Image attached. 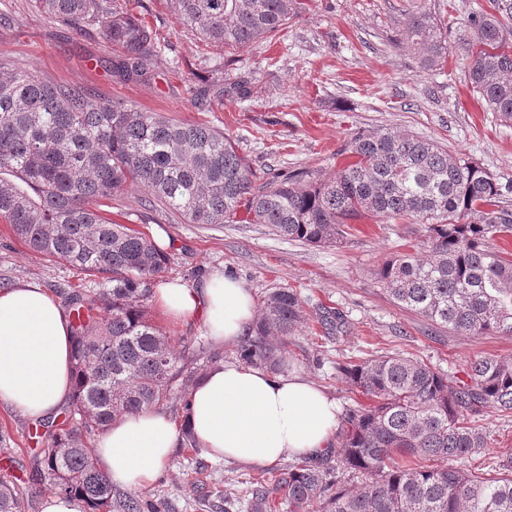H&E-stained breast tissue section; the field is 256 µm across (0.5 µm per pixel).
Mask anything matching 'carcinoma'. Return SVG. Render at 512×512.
<instances>
[{
	"label": "carcinoma",
	"mask_w": 512,
	"mask_h": 512,
	"mask_svg": "<svg viewBox=\"0 0 512 512\" xmlns=\"http://www.w3.org/2000/svg\"><path fill=\"white\" fill-rule=\"evenodd\" d=\"M183 22L228 49L272 37L298 17L300 0H174ZM76 32L98 26L118 48L112 72L147 78L155 34L117 0H35ZM468 18L473 91L512 120V45L498 15L512 0ZM406 48L434 67L448 54L442 28L415 13ZM355 163L322 174L257 176L212 127L50 85L18 67L0 71V220L28 248L110 286L60 289L73 336L74 389L60 415L35 425L34 469L51 491L84 512H163L162 503L120 493L94 461L91 438L124 414L170 410L180 448L198 451L183 423L204 370L224 359L209 345L173 344L152 321V283L169 256L145 233L116 224L101 203L129 184L177 211L187 224H251L313 247L336 246L368 216L424 225L420 252L385 260L375 272L390 299L438 328L472 336L512 334V260L489 242L512 233L500 181L459 151L409 132H362L348 144ZM305 321L292 288L268 292L241 342L245 363L278 371L288 338ZM338 369L368 403L347 410L325 461H303L254 479L246 512H512V454L489 472L466 464L486 456L487 437L469 421L488 409L512 414V359L479 357L449 376L412 356L383 354ZM364 481L348 487L342 475ZM11 437L0 430V512H26Z\"/></svg>",
	"instance_id": "1"
}]
</instances>
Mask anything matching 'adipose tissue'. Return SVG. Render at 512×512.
<instances>
[{
    "mask_svg": "<svg viewBox=\"0 0 512 512\" xmlns=\"http://www.w3.org/2000/svg\"><path fill=\"white\" fill-rule=\"evenodd\" d=\"M154 300L170 321L201 319L209 336L233 347L256 312L250 288L220 272L196 287L162 284ZM72 354L69 317L50 292L31 283L0 290L1 404L35 421L57 415L73 393ZM336 425L335 400L301 374L224 363L201 376L185 426L154 410L126 414L93 453L113 483L144 488L170 461L184 428L212 459L272 465L322 454Z\"/></svg>",
    "mask_w": 512,
    "mask_h": 512,
    "instance_id": "obj_1",
    "label": "adipose tissue"
}]
</instances>
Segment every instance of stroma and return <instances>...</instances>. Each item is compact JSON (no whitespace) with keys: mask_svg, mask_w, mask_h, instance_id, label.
<instances>
[{"mask_svg":"<svg viewBox=\"0 0 512 512\" xmlns=\"http://www.w3.org/2000/svg\"><path fill=\"white\" fill-rule=\"evenodd\" d=\"M307 8L278 38L228 50L202 41L172 0H119L156 35L150 77L125 82L107 68L112 45L98 28L75 34L52 21L34 0H0V68L29 69L53 85L81 87L96 97L145 112L202 123L221 131L257 173L319 170L350 162L344 147L362 131L390 128L432 138L466 154L501 180H512V122L487 111L468 78L465 48L475 36L467 17L489 0H306ZM422 12L442 26L448 57L427 68L405 49L406 20ZM256 81L253 97L232 90L236 78ZM224 85L222 99L201 105L196 91ZM107 217L166 236L171 255L157 284L198 286L211 273L241 280L255 299L268 289H296L306 324L288 340L284 366L335 400L339 410L361 396L341 378L338 364L374 353L401 352L450 375H463L480 356L512 359V334L470 336L436 329L394 305L375 277L380 264L410 252L423 227L405 221H356L336 247H312L273 235L262 224H186L147 192L130 185L109 201ZM29 282L97 287V276L32 252L0 222V287ZM342 312L345 324L328 330L320 311ZM0 428L17 448L15 473L27 512H41L49 491L32 465L33 422L0 404ZM260 467L214 460L203 452L174 453L163 482L141 493L166 512H224V500L243 499Z\"/></svg>","mask_w":512,"mask_h":512,"instance_id":"stroma-1","label":"stroma"}]
</instances>
